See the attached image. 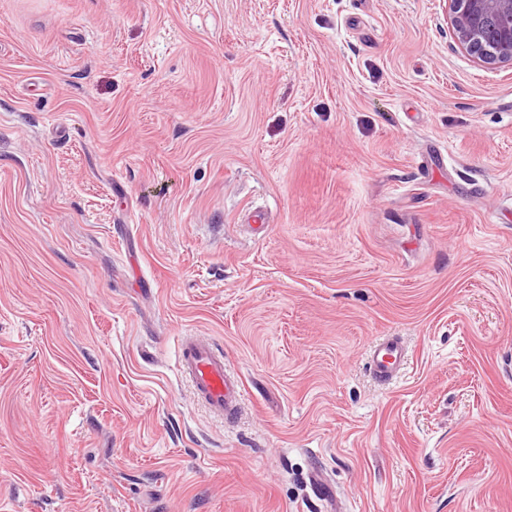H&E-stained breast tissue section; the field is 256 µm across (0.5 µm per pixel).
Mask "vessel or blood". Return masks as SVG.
Listing matches in <instances>:
<instances>
[{"instance_id": "obj_1", "label": "vessel or blood", "mask_w": 512, "mask_h": 512, "mask_svg": "<svg viewBox=\"0 0 512 512\" xmlns=\"http://www.w3.org/2000/svg\"><path fill=\"white\" fill-rule=\"evenodd\" d=\"M370 368L382 383L393 380L405 368L404 346L399 338H384L372 343ZM178 369L187 377L195 397L217 417L234 420L243 400L242 381L231 373L223 352L211 340L185 336L179 341Z\"/></svg>"}]
</instances>
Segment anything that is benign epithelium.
Listing matches in <instances>:
<instances>
[{
    "mask_svg": "<svg viewBox=\"0 0 512 512\" xmlns=\"http://www.w3.org/2000/svg\"><path fill=\"white\" fill-rule=\"evenodd\" d=\"M460 46L481 66H512V0H443Z\"/></svg>",
    "mask_w": 512,
    "mask_h": 512,
    "instance_id": "1",
    "label": "benign epithelium"
}]
</instances>
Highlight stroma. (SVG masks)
Instances as JSON below:
<instances>
[{
	"label": "stroma",
	"instance_id": "obj_1",
	"mask_svg": "<svg viewBox=\"0 0 512 512\" xmlns=\"http://www.w3.org/2000/svg\"><path fill=\"white\" fill-rule=\"evenodd\" d=\"M314 468L512 512V68L442 0H0V512H322ZM178 370L192 384L194 396L224 421L234 420L243 400L242 381L224 362V352L211 340L183 336L179 341ZM370 368L381 383H389L405 369L403 342L384 338L372 343L369 351Z\"/></svg>",
	"mask_w": 512,
	"mask_h": 512
}]
</instances>
